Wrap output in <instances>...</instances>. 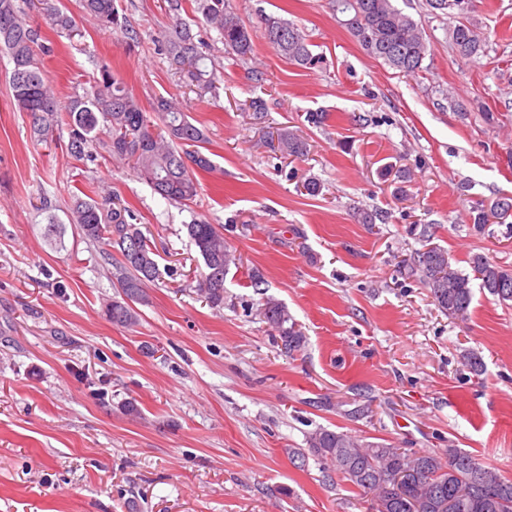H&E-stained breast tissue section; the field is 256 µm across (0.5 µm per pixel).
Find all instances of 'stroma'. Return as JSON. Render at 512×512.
Segmentation results:
<instances>
[{
  "mask_svg": "<svg viewBox=\"0 0 512 512\" xmlns=\"http://www.w3.org/2000/svg\"><path fill=\"white\" fill-rule=\"evenodd\" d=\"M78 35L34 15L53 51L41 63L61 101L109 67L141 100L178 99L207 136L214 171L194 203L172 204L130 166L76 160L67 137L36 141L12 100L0 49V512H367L342 475L288 457L326 427L417 450L454 446L512 478V306L474 289L452 319L402 262L422 225L468 271L475 253L512 268V226L477 232L474 202L512 198V0H475L486 51L460 59L453 15L396 0L423 29L422 72L403 76L368 56L336 21L332 0H230L254 56L229 54L195 0H116L128 31L104 30L79 0H62ZM304 28L322 68L288 64L262 18ZM190 27L217 75L199 93L156 42L174 19ZM262 99L267 116L249 103ZM325 111L324 126L304 120ZM493 113L487 123L485 113ZM308 144L299 160L260 145L279 129ZM407 169L398 185L389 168ZM316 177L318 195L302 183ZM129 206L156 253L159 277L138 321L113 325L112 267L66 225L46 237L78 191ZM375 212L372 224L358 210ZM214 224L242 258L224 307L192 288L204 264L185 226ZM259 269L265 288H251ZM273 297L301 324L305 349L281 353L260 314ZM474 351L481 373L465 366ZM139 415H127L125 402Z\"/></svg>",
  "mask_w": 512,
  "mask_h": 512,
  "instance_id": "1",
  "label": "stroma"
}]
</instances>
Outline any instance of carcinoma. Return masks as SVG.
Returning <instances> with one entry per match:
<instances>
[{
  "instance_id": "obj_1",
  "label": "carcinoma",
  "mask_w": 512,
  "mask_h": 512,
  "mask_svg": "<svg viewBox=\"0 0 512 512\" xmlns=\"http://www.w3.org/2000/svg\"><path fill=\"white\" fill-rule=\"evenodd\" d=\"M38 4L39 13L52 26L62 33L74 32L73 19L56 0H38ZM83 7L101 28L124 29L115 0H83ZM198 9L208 25L219 31L228 51L243 60L251 58L252 36L231 10L229 0H199ZM333 11L340 17L338 23L368 55L406 76L423 70L427 43L418 24L395 0H333ZM263 25L267 43L288 63L303 69L322 63L323 57L314 52L308 35L298 25L271 15L263 18ZM39 37V30L19 13L14 0H0V49H7L12 58V97L20 111L30 114L33 136L51 141L64 127L69 134L67 151L76 159H92L97 153L103 159L127 162L140 180L167 201L194 202L199 194L194 169L209 171L213 163L201 151L203 131L189 121L181 104L158 97L147 109L109 68L102 67L90 90L65 105L42 69ZM451 39L463 60L469 61L483 50L482 37L468 20L452 28ZM161 50L180 66L191 84L203 91L212 88L216 75L201 67L203 55L185 24L177 21L165 31ZM152 115L160 125L150 120ZM264 145L286 158L308 154L306 141L287 129L279 130L277 139L269 138ZM67 216L106 260H112L114 252L121 256L113 272L120 298L106 307V315L120 327L134 324V306L148 303L147 287L158 278L159 269L133 211L109 195L94 200L74 194ZM511 216L509 198L498 200L489 209L481 202L470 208V220L480 230L488 224H503ZM185 229L204 263L197 291L209 306L220 309L224 307V277L240 258L215 225L198 221ZM468 264L469 275L453 268L447 250L426 244L405 268L450 318L468 314L473 279L499 302L512 303V269L481 253L470 256ZM263 317L281 350L292 355L304 349V331L281 302L267 299ZM306 444L305 449H288L291 458L302 467L311 457L324 473H339L359 491L372 494L370 512H512V479L478 464L460 448L420 451L393 442L365 441L325 427L308 433Z\"/></svg>"
}]
</instances>
